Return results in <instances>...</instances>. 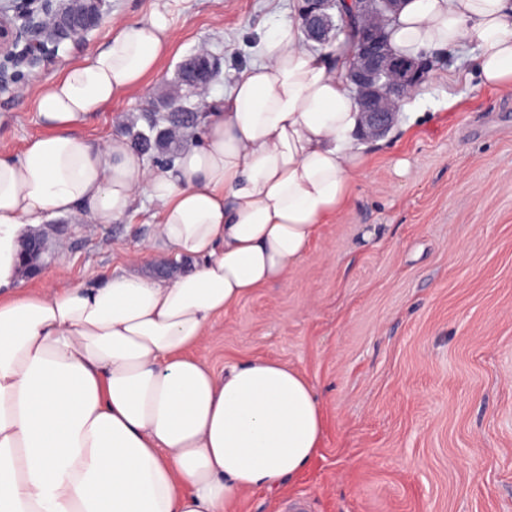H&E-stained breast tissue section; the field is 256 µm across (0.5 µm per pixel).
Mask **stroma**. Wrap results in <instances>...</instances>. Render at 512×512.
Masks as SVG:
<instances>
[{
  "label": "stroma",
  "instance_id": "obj_1",
  "mask_svg": "<svg viewBox=\"0 0 512 512\" xmlns=\"http://www.w3.org/2000/svg\"><path fill=\"white\" fill-rule=\"evenodd\" d=\"M301 4L167 0L170 51L85 136L145 129L141 108L203 50L221 63L206 99L223 102L271 22L296 18ZM154 7L112 0L110 18L0 91V155L44 135L39 85L110 38L113 19L144 22ZM474 55L469 46L441 52L413 107L384 137L364 140L371 163L354 197L300 267L214 320L212 368L278 360L308 377L326 418L310 466L278 494L246 493L236 512H285L295 497L308 512H512V90L448 82L472 71ZM157 213L142 194L125 222L36 226L45 264L23 287L118 273L146 246L153 275H176L185 263L157 241Z\"/></svg>",
  "mask_w": 512,
  "mask_h": 512
}]
</instances>
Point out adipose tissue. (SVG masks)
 I'll return each mask as SVG.
<instances>
[{
  "instance_id": "obj_1",
  "label": "adipose tissue",
  "mask_w": 512,
  "mask_h": 512,
  "mask_svg": "<svg viewBox=\"0 0 512 512\" xmlns=\"http://www.w3.org/2000/svg\"><path fill=\"white\" fill-rule=\"evenodd\" d=\"M115 30L38 90L45 135L0 156V512H230L280 490L321 446L325 418L296 369L253 357L215 371V316L284 282L338 218L369 157L347 48L314 50L277 20L257 59L207 115L201 144L146 167L124 136L83 133L154 72L172 46L165 7ZM403 55L474 46L480 86L512 88V0H404L390 25ZM157 238L188 268L74 287H20L26 227L59 216L115 224L139 194Z\"/></svg>"
}]
</instances>
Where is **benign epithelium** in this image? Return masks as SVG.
<instances>
[{"mask_svg": "<svg viewBox=\"0 0 512 512\" xmlns=\"http://www.w3.org/2000/svg\"><path fill=\"white\" fill-rule=\"evenodd\" d=\"M341 4L342 0H304L299 20L310 41L324 42L334 29L351 36L348 77L360 105L361 135L383 137L393 127L404 98L420 86L430 63L399 56L386 44L384 23L402 0H355L358 23L353 29L347 26ZM331 9L337 11V24ZM110 10V0H86L87 26L78 29L73 13L64 9L61 0H16L1 5L0 91L17 82L16 67L33 69L58 56L63 40L94 29ZM26 244L23 262L37 271L45 253L44 241L34 235Z\"/></svg>", "mask_w": 512, "mask_h": 512, "instance_id": "obj_1", "label": "benign epithelium"}]
</instances>
